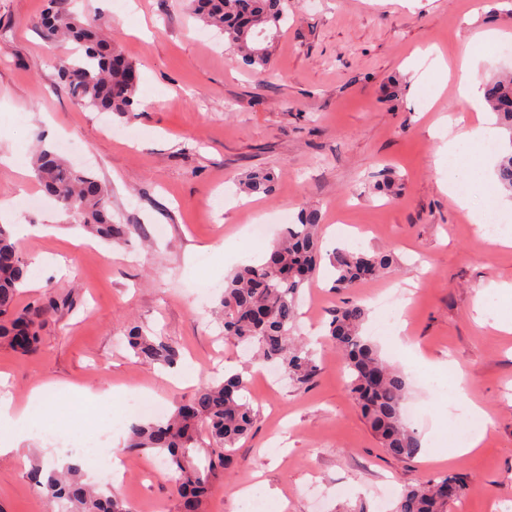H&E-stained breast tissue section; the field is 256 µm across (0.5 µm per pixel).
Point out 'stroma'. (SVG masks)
<instances>
[{
  "label": "stroma",
  "mask_w": 512,
  "mask_h": 512,
  "mask_svg": "<svg viewBox=\"0 0 512 512\" xmlns=\"http://www.w3.org/2000/svg\"><path fill=\"white\" fill-rule=\"evenodd\" d=\"M276 40L269 76L254 74L205 26L188 0H59L85 22L99 24L136 64L138 105L132 114L98 112L77 104L62 88L60 63L69 46L45 39L38 25L47 0H0V199L12 202L0 217L19 243L28 267L18 310L35 300L55 302L39 330L35 352L22 354L0 341V397L26 404L31 389L55 384L72 409V435L110 427L109 446L122 466L114 492L131 512H178L176 475L150 451L127 447L136 415L130 393L169 414L197 384L243 371L239 346L224 338L216 311L220 292L194 296L199 278L223 283L228 273L213 246L236 239L229 261L261 259L282 230L280 216L301 205L318 208L324 228H347L345 245L386 251L395 271L340 290L332 286L325 255L299 309V332L318 344L317 381L296 388L249 372L247 396L259 417L237 444L236 462L217 483L204 512H244L237 497L246 485L267 488L265 512H383L374 496L427 477L456 473L471 482L467 512H490L492 500L512 499V334L492 328L512 316V302L488 296L478 316V292L512 283V249L489 241L444 192L450 161L439 156L437 120L464 115L496 140L507 131L492 114L477 116L443 83L427 50L449 61L467 52L471 38L497 30L512 45V14L490 0H292ZM403 81L385 102L388 77ZM70 140L66 159L94 174L106 189L117 224L136 228L126 244L86 234L77 217L56 203L31 210L41 193L34 159ZM273 173L271 196L248 199L236 180L245 171ZM400 180L395 199L369 192L379 172ZM270 224L253 236L257 221ZM406 294L398 310L376 307L386 290ZM368 310L364 333L410 381L407 403L423 408L416 423L422 448L411 460L388 455L362 417L340 354L325 334L343 302ZM401 339L420 353L421 366L402 365L389 336L396 320ZM177 348L178 366L193 384L168 380L172 368L138 361L127 347L130 328ZM453 367L466 399L491 421L481 446L444 460L432 449L456 435L452 418L438 417L437 368ZM83 396L69 393V386ZM112 395V416L89 409L87 395ZM54 449L36 436L23 454L0 456V512H50L28 478L38 463L56 464Z\"/></svg>",
  "instance_id": "stroma-1"
}]
</instances>
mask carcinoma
Returning a JSON list of instances; mask_svg holds the SVG:
<instances>
[{"label": "carcinoma", "instance_id": "1", "mask_svg": "<svg viewBox=\"0 0 512 512\" xmlns=\"http://www.w3.org/2000/svg\"><path fill=\"white\" fill-rule=\"evenodd\" d=\"M290 7V0H193V14L219 29L224 44L259 75L269 68V43L288 23ZM39 27L47 39L72 41L81 50L63 69L64 85L74 100L101 112L134 111L138 71L112 41L60 10L56 0H50ZM485 101L497 117V126L512 134V76L487 82ZM35 171L45 191L65 212L78 216L85 231L109 243L129 239L131 225L113 223L107 192L92 174L44 149L36 157ZM495 179L512 193V151L500 156ZM273 181L269 172L253 170L241 176L238 185L248 195L269 196ZM369 190L392 198L398 185L387 174ZM320 224L318 209L301 207L297 222L285 227L269 256L240 265L224 284V339L253 350L256 362L277 366L298 387L313 384L321 371L314 351L294 336L301 289L314 277L322 258ZM331 256L336 288L377 277L394 263L386 252L335 249ZM25 271L24 254L10 231L0 226V340L16 350L32 352L40 323L52 305L37 302L18 315L15 301ZM366 316V308L356 302L337 307L328 336L344 360L351 393L381 448L392 457L412 459L420 451V441L402 410L407 376L383 360L376 346L362 335ZM128 346L135 357L150 363L169 366L177 359L171 344L136 330L129 332ZM246 388L239 374L219 383L204 382L169 415L131 426L128 448L164 455L168 467L178 474L180 512H202L215 483L224 479L225 470L234 463L236 443L255 426L257 411L246 400ZM204 439L208 440L206 461L200 467L193 464L189 451ZM29 478L49 502L66 512H130L112 488L101 491L85 483L78 467L58 470L36 465ZM469 490L465 477L435 476L403 489L394 512H448L449 504Z\"/></svg>", "mask_w": 512, "mask_h": 512}]
</instances>
